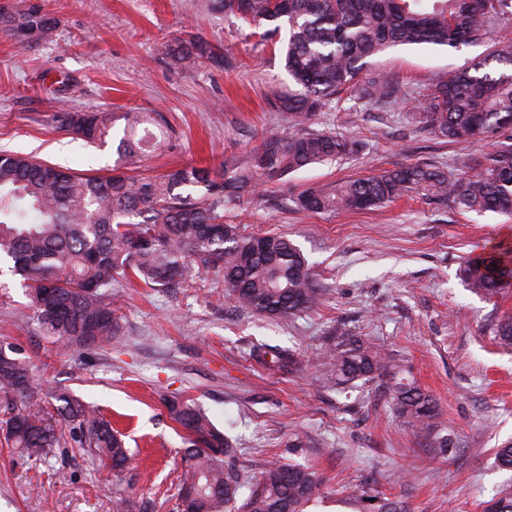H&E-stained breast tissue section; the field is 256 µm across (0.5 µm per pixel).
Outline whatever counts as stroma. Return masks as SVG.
Masks as SVG:
<instances>
[{
    "label": "stroma",
    "instance_id": "35a3bbf8",
    "mask_svg": "<svg viewBox=\"0 0 512 512\" xmlns=\"http://www.w3.org/2000/svg\"><path fill=\"white\" fill-rule=\"evenodd\" d=\"M32 4L58 27L51 43L0 27V150L105 176L115 149L85 146L58 127L56 114L140 108L163 113L176 131L172 145L133 167L158 174L217 166L258 147L270 129L293 131L267 104L290 85L274 39L212 11L210 0H0V9ZM196 34L223 49V68L169 66L168 46ZM489 42L452 53L396 46L375 56L362 78L389 75L391 104L347 91L311 123L359 141V153L264 184L227 212L243 233H279L300 247L323 290L313 309L288 319L240 310L222 276L203 271L176 288L124 289L118 338L60 355L35 321L18 319L29 304L23 289L0 288V338L49 386L101 408L134 453L117 484L74 443L38 465L0 443V512H171L184 442L163 393L204 410L236 444L246 474L274 463L311 466L323 479V512H337V498L360 485L403 501L407 512H485L512 483V472L494 466L496 448L512 441V348L495 337L512 316V292L477 296L457 270L512 234V216H479L418 195L335 214L299 210L295 199L312 186L404 165L457 174L491 150L490 137L456 143L418 129L405 104L434 76L483 56ZM58 79L67 92L55 93ZM343 331L381 346L436 400L448 447L403 424L374 383L324 386L318 356ZM261 342L291 349L296 370L257 362L251 350Z\"/></svg>",
    "mask_w": 512,
    "mask_h": 512
}]
</instances>
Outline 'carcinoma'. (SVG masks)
<instances>
[{
  "label": "carcinoma",
  "instance_id": "carcinoma-1",
  "mask_svg": "<svg viewBox=\"0 0 512 512\" xmlns=\"http://www.w3.org/2000/svg\"><path fill=\"white\" fill-rule=\"evenodd\" d=\"M224 15L273 35L296 89L270 100L299 130L284 138L271 131L262 144L218 167L183 166L142 176L117 172L79 176L68 168L15 152H0V278H20L31 299L32 318L42 333L68 351L119 336L115 284L165 288L192 278L193 261L224 277L227 296L238 307L269 317H289L314 308L321 289L303 252L288 237L263 238L224 222L261 184L358 152L359 144L302 125L330 108L358 84L369 59L397 45H431L448 51L475 44L504 20L512 0H219ZM0 23L28 39L51 41L57 22L31 5L16 14L1 10ZM171 65L219 67L220 48L195 36L169 47ZM362 96L388 102L392 83L375 77ZM413 123L440 138L472 142L497 138L494 148L465 171L450 176L429 165H406L334 187L304 190L296 205L314 213L383 207L418 193L463 211L512 215V39L495 43L487 56L434 79L413 97ZM59 127L83 141L105 144L123 124L119 160L155 151L174 135L157 112H61ZM38 216L26 222L28 213ZM459 278L471 292L491 296L512 289V248L472 254ZM257 360L278 368L294 363L292 350L260 343ZM326 382L338 390L356 381L378 387L411 428L425 431L438 448L437 406L398 365L370 340L343 333L324 352ZM0 435L30 461H44L70 434L93 464L117 476L133 456L124 435L101 409L37 378L32 364L10 344L0 343ZM161 401L186 432V466L173 512H316L322 478L308 466L275 463L260 476L235 467L238 449L200 409L174 396ZM496 466L512 470V442L495 452ZM350 512H405L403 502L362 485L346 501Z\"/></svg>",
  "mask_w": 512,
  "mask_h": 512
}]
</instances>
